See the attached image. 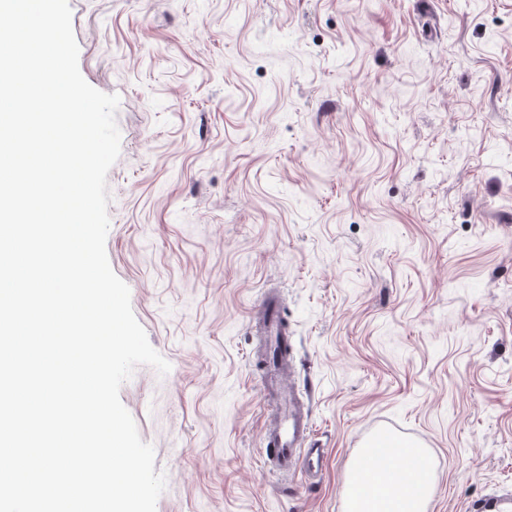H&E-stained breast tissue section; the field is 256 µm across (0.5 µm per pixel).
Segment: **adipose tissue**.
Masks as SVG:
<instances>
[{
  "instance_id": "ef3b65f1",
  "label": "adipose tissue",
  "mask_w": 512,
  "mask_h": 512,
  "mask_svg": "<svg viewBox=\"0 0 512 512\" xmlns=\"http://www.w3.org/2000/svg\"><path fill=\"white\" fill-rule=\"evenodd\" d=\"M387 458L373 461L363 448L353 464L347 491V512H425L429 490L424 474L409 472L405 461H423L422 449L389 444Z\"/></svg>"
}]
</instances>
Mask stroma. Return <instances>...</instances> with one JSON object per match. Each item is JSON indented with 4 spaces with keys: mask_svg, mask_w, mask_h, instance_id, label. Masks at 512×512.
Wrapping results in <instances>:
<instances>
[{
    "mask_svg": "<svg viewBox=\"0 0 512 512\" xmlns=\"http://www.w3.org/2000/svg\"><path fill=\"white\" fill-rule=\"evenodd\" d=\"M116 94L106 252L171 365L120 389L157 512H343L386 428L426 448L427 512L512 497V0H69ZM281 295L325 451L262 462ZM280 307L278 297L266 293L257 308V313L262 320V329L270 341L268 367L271 379L278 376L279 369L288 364L292 354V345L286 324L280 316Z\"/></svg>",
    "mask_w": 512,
    "mask_h": 512,
    "instance_id": "1",
    "label": "stroma"
}]
</instances>
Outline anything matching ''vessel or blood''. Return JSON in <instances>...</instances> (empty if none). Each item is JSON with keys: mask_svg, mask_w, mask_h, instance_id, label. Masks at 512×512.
Returning <instances> with one entry per match:
<instances>
[{"mask_svg": "<svg viewBox=\"0 0 512 512\" xmlns=\"http://www.w3.org/2000/svg\"><path fill=\"white\" fill-rule=\"evenodd\" d=\"M280 307L278 297L268 293L263 296L257 308L262 329L270 341L268 367L274 374L288 363L292 354V345L280 316ZM270 390L278 397L280 407L264 430L263 461L273 464L277 472L289 476L299 472L310 474L321 469V449L304 445L312 433V425L308 416L300 410L296 396L286 394L276 382L271 383Z\"/></svg>", "mask_w": 512, "mask_h": 512, "instance_id": "b4317fda", "label": "vessel or blood"}]
</instances>
